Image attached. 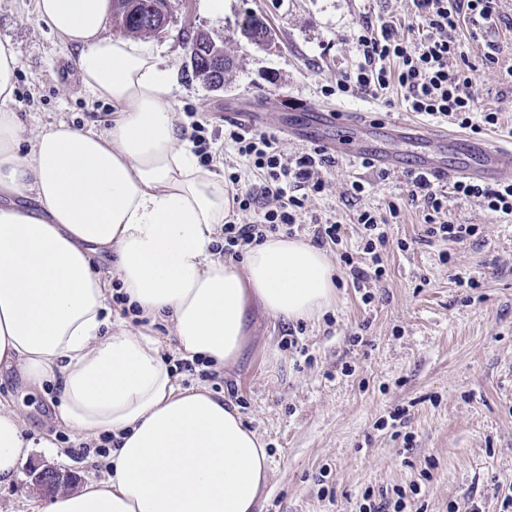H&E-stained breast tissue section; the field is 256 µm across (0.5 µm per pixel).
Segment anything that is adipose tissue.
I'll use <instances>...</instances> for the list:
<instances>
[{"mask_svg": "<svg viewBox=\"0 0 512 512\" xmlns=\"http://www.w3.org/2000/svg\"><path fill=\"white\" fill-rule=\"evenodd\" d=\"M82 86L117 109L109 128L30 129L11 108L20 67L0 41V371L55 384L58 426L113 438L107 479L57 494L46 512H254L270 456L237 406L181 387L150 327L221 369L247 347L251 304L310 319L336 295L322 249L271 234L239 258L213 250L233 207L199 166L172 102L176 76L147 43L106 32L112 0H38ZM112 254L113 269L95 264ZM147 326L112 323L113 280ZM0 402V484L34 448Z\"/></svg>", "mask_w": 512, "mask_h": 512, "instance_id": "obj_1", "label": "adipose tissue"}]
</instances>
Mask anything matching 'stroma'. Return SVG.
<instances>
[{
	"label": "stroma",
	"mask_w": 512,
	"mask_h": 512,
	"mask_svg": "<svg viewBox=\"0 0 512 512\" xmlns=\"http://www.w3.org/2000/svg\"><path fill=\"white\" fill-rule=\"evenodd\" d=\"M505 19L495 38L498 63H486L481 43L461 26L458 38L474 66L479 106L512 126V0H497ZM262 16L275 33L259 46L242 31L246 16ZM393 22L414 45L419 18L411 0H224V16L209 17L202 0H169L168 22L150 35L164 63L177 74L178 111L197 113L223 132L228 112H254L261 129L280 137L285 155L308 145L289 132L299 118L293 105H340L347 112L394 115L404 111L399 89L386 98L325 95L352 72L362 22ZM208 32L224 45L233 67L213 91L187 71L188 36ZM0 40L15 47L20 68L13 108L28 126L109 125L111 103L85 94L68 52L37 19V0H0ZM324 195L310 198L309 214H331L345 224L343 247L361 248L353 216L359 209L404 203L405 170L363 167L336 160ZM362 181L365 195L348 193ZM448 220L478 225L480 234L458 244L427 240L423 215L405 206L386 275L364 303L337 252L335 302L303 321L298 344L286 346L288 321L252 308L243 358L210 382L181 373L183 387L209 384L233 397L243 421L263 438L272 463L267 492L256 512H362L368 502H401L402 512H502L512 496V222L472 199L449 197ZM449 254L442 263L441 254ZM475 277L459 286L454 274ZM0 400L19 408L39 447L28 467L50 466L77 481L101 477L95 442L81 445L53 419L55 392H30L19 375L0 378Z\"/></svg>",
	"instance_id": "obj_1"
}]
</instances>
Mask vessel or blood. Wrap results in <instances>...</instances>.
I'll return each mask as SVG.
<instances>
[{
	"instance_id": "b4317fda",
	"label": "vessel or blood",
	"mask_w": 512,
	"mask_h": 512,
	"mask_svg": "<svg viewBox=\"0 0 512 512\" xmlns=\"http://www.w3.org/2000/svg\"><path fill=\"white\" fill-rule=\"evenodd\" d=\"M334 126L342 128V135L328 137V129ZM377 128L388 140L420 143L421 152L409 157L388 151L372 137ZM304 131L306 140L325 143L329 150L349 162L368 158L390 169L409 165L423 175L447 182L464 178L490 184L512 172V143L504 145L390 118L378 123L366 112L345 113L315 108L306 118ZM448 150L460 154L462 163L447 166L444 153Z\"/></svg>"
}]
</instances>
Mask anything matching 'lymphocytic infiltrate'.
Listing matches in <instances>:
<instances>
[{
	"label": "lymphocytic infiltrate",
	"instance_id": "f902f5d3",
	"mask_svg": "<svg viewBox=\"0 0 512 512\" xmlns=\"http://www.w3.org/2000/svg\"><path fill=\"white\" fill-rule=\"evenodd\" d=\"M423 21L421 36L414 49H407L397 39L391 22H363L357 37L359 61L354 73L337 81L343 93L384 95L390 87H400L405 108L435 118H445L464 128L481 130L498 126L499 114L480 109L475 77L460 66L464 53L457 32L461 24L471 26L472 39H484L485 61L498 63L501 48L493 34L497 24L496 0H412ZM224 142L257 173V183L241 185L240 173L229 180L236 186L234 200L239 211L255 215L252 224L226 221L224 251L241 256L248 248L265 240L280 228L295 232L312 224L313 241L318 246H337L343 241V225L332 216L311 217L306 213L308 197L318 196L327 188L325 167L334 160L325 150L311 148L286 156L278 137L271 132L246 128L234 123L224 128ZM407 202L421 209L425 234L455 243L479 233L477 225L448 221V198L473 199L500 219L512 220V180L494 185L466 179L455 182L451 192L437 189L430 178L408 173ZM401 204L388 203L385 211L357 210L354 220L361 228V257L342 252L355 288L364 290L365 301H372L370 284L386 273L384 256L389 244V226L399 217Z\"/></svg>",
	"mask_w": 512,
	"mask_h": 512
}]
</instances>
